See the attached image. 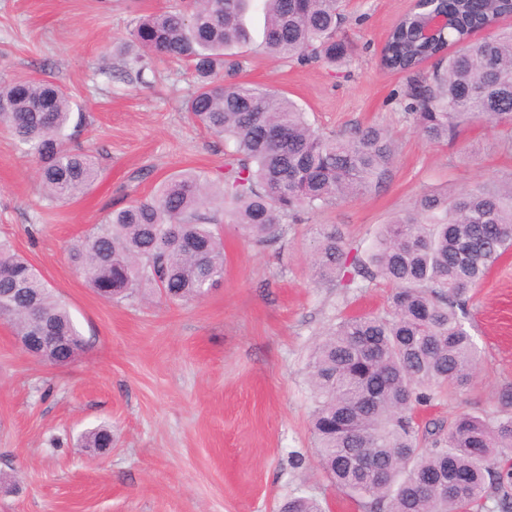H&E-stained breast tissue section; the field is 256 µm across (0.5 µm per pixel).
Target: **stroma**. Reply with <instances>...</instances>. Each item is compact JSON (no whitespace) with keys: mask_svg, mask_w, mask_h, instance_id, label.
<instances>
[{"mask_svg":"<svg viewBox=\"0 0 512 512\" xmlns=\"http://www.w3.org/2000/svg\"><path fill=\"white\" fill-rule=\"evenodd\" d=\"M174 2L0 0V80L26 74L65 86L89 120L74 144L102 163L80 198L51 202L40 194L38 160L0 129V237L41 273L87 341L75 361L53 366L24 352L0 321V512H278L300 494L326 512H364L319 467L308 359L342 317L382 312L389 288L315 281L316 231L336 225L370 252L382 225L424 192L512 182V147L480 128L456 144L427 141L397 103L406 74L378 66L412 0H349L341 29L349 62L253 53L237 79L286 92L325 133L387 129L396 146L389 177L283 224L265 247L219 217L224 280L205 297L110 303L72 265L71 243L173 174L224 168L223 142L184 109L188 75L159 59L149 86L121 75L116 47L133 20ZM468 312L477 377L419 410V422L498 409L500 387L512 383V251ZM101 423L112 427L110 450L80 447V433ZM294 453L304 467L290 466Z\"/></svg>","mask_w":512,"mask_h":512,"instance_id":"obj_1","label":"stroma"}]
</instances>
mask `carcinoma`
I'll list each match as a JSON object with an SVG mask.
<instances>
[{
  "instance_id": "cac0c4a2",
  "label": "carcinoma",
  "mask_w": 512,
  "mask_h": 512,
  "mask_svg": "<svg viewBox=\"0 0 512 512\" xmlns=\"http://www.w3.org/2000/svg\"><path fill=\"white\" fill-rule=\"evenodd\" d=\"M444 35L422 42L401 18L381 50V66L408 76L400 104L431 142L455 143L488 124L512 140V29L471 37L486 21L512 15V0H438ZM264 15L257 49L281 60L334 65L351 50L337 31L342 0H181L136 18L122 50L123 72L138 84L156 59L184 66L193 89L189 117L230 143L224 174L186 170L147 197L110 213L76 240L70 260L93 290L121 303L146 294L171 303L204 297L224 279V240L208 211H221L255 245L276 239L334 202L363 195L388 175L395 144L377 126L353 135L317 129L307 112L274 89L227 82L252 50L246 15ZM71 95L51 80H0V128L40 161L46 198L67 203L98 178L93 153L68 146L83 124ZM512 249V185L429 191L383 225L368 260L336 226L323 227L311 255L314 278L342 288L382 280L378 315L342 318L309 362L312 432L329 479L369 512H512V383L492 414L463 411L449 423L417 421L447 387L471 384L479 361L466 326L467 301ZM0 320L17 336L47 324L63 338L45 361L63 366L85 341L66 306L27 259L0 242ZM81 446H112V428L86 430ZM282 512H324L312 497L288 498Z\"/></svg>"
}]
</instances>
